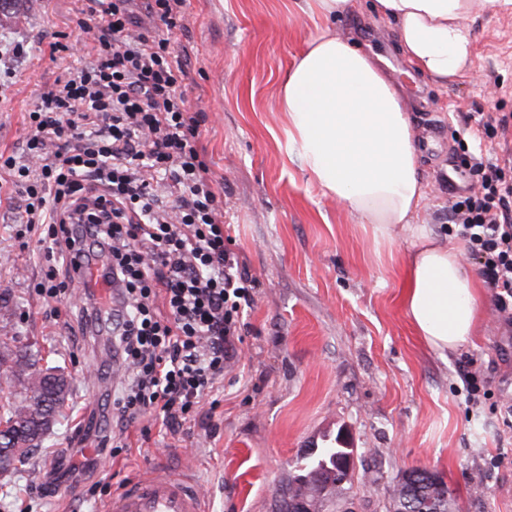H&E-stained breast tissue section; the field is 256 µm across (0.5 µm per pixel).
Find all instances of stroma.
<instances>
[{"label": "stroma", "mask_w": 512, "mask_h": 512, "mask_svg": "<svg viewBox=\"0 0 512 512\" xmlns=\"http://www.w3.org/2000/svg\"><path fill=\"white\" fill-rule=\"evenodd\" d=\"M79 0H12L0 39L27 54L0 89V151L25 162V117L41 94L83 60L50 57L55 41H74ZM185 28L172 49L188 64L186 104L204 111L198 146L224 194L226 246L254 281L244 340L199 412L178 432L145 418L128 432V451L100 454L112 434L113 391L96 384L113 349L85 335L78 310L40 296L47 264L18 236L23 191L0 180V335L69 379L65 417L18 470L0 479V512H86L152 463L187 473L210 512H275L300 453L346 428L362 453L364 477L347 492L351 512H387L400 475L424 467L453 492L458 512H512V430L491 401L512 405V325L490 288L471 344L438 354L404 309L406 263L377 247L370 225L322 196L286 151L281 79L323 27L380 55L403 91L426 197L417 221L447 239V174L462 155L491 151L512 161V126L474 138L481 117L512 114V8L484 11L473 23L471 70L442 87L416 73L397 46L393 22L367 0L327 22L305 0H186ZM474 371L493 400L467 401L459 368ZM73 477L54 480L57 458ZM96 460L86 468V460ZM79 486L81 498L67 495Z\"/></svg>", "instance_id": "obj_1"}]
</instances>
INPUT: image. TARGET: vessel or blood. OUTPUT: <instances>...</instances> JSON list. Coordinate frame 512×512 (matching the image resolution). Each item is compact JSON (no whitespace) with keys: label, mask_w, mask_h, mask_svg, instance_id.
Here are the masks:
<instances>
[{"label":"vessel or blood","mask_w":512,"mask_h":512,"mask_svg":"<svg viewBox=\"0 0 512 512\" xmlns=\"http://www.w3.org/2000/svg\"><path fill=\"white\" fill-rule=\"evenodd\" d=\"M80 283L95 289L116 308H123L118 286L106 278L101 262L90 264ZM102 512H205V509L203 497L192 480L156 466L126 483L103 506Z\"/></svg>","instance_id":"vessel-or-blood-1"}]
</instances>
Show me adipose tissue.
Instances as JSON below:
<instances>
[{"instance_id": "ef3b65f1", "label": "adipose tissue", "mask_w": 512, "mask_h": 512, "mask_svg": "<svg viewBox=\"0 0 512 512\" xmlns=\"http://www.w3.org/2000/svg\"><path fill=\"white\" fill-rule=\"evenodd\" d=\"M512 0H372L394 22L409 64L439 84L473 65L469 23L484 8ZM279 109L287 151L322 194L335 198L377 241L402 238L408 249L405 313L434 351L458 350L479 316L477 290L454 243H441L415 217L426 196L410 115L380 57L330 30L307 41L288 70Z\"/></svg>"}]
</instances>
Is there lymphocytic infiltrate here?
I'll return each mask as SVG.
<instances>
[{
  "instance_id": "obj_1",
  "label": "lymphocytic infiltrate",
  "mask_w": 512,
  "mask_h": 512,
  "mask_svg": "<svg viewBox=\"0 0 512 512\" xmlns=\"http://www.w3.org/2000/svg\"><path fill=\"white\" fill-rule=\"evenodd\" d=\"M85 0L90 60L28 114L27 163L0 153L24 186L20 216L46 245L45 296L63 300L89 258L107 256L123 290L117 353L129 371L112 402L121 430L145 415L176 429L236 356L253 303L244 261L224 245V201L197 145L205 119L185 104L187 62L170 49L185 0ZM150 26H143V19ZM476 178L448 208L500 311L512 309V179L492 154L462 159ZM113 435L110 456L124 449Z\"/></svg>"
}]
</instances>
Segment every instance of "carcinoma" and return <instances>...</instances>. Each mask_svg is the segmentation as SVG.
Segmentation results:
<instances>
[{"instance_id":"carcinoma-1","label":"carcinoma","mask_w":512,"mask_h":512,"mask_svg":"<svg viewBox=\"0 0 512 512\" xmlns=\"http://www.w3.org/2000/svg\"><path fill=\"white\" fill-rule=\"evenodd\" d=\"M11 369L23 380L27 391L39 392L41 401L33 403L28 396L20 405L7 409L6 428L0 430V440L20 435L36 449L57 421L70 395V387L56 392L55 385L47 381L50 369L40 368L20 354L12 360ZM354 453L356 449L352 448L351 440L339 431L326 446L309 448L298 456L288 485L281 489L279 512H300L302 502L319 508L329 502H341L354 475L345 474L340 464L354 463ZM411 496L416 499L419 512H454L456 506L443 479L439 476L430 479L420 467L402 473L399 485L391 494L389 512H401L403 502Z\"/></svg>"}]
</instances>
